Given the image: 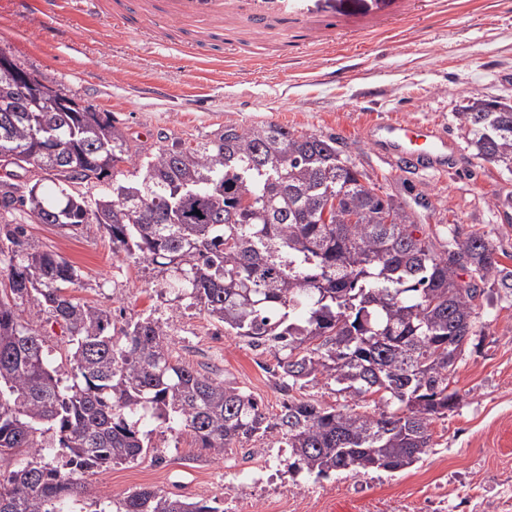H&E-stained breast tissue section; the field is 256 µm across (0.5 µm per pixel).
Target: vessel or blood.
<instances>
[{
	"label": "vessel or blood",
	"instance_id": "1",
	"mask_svg": "<svg viewBox=\"0 0 512 512\" xmlns=\"http://www.w3.org/2000/svg\"><path fill=\"white\" fill-rule=\"evenodd\" d=\"M324 8L325 0H113L109 15L120 25L135 13L146 32L176 23L195 36L198 46L192 55L201 58L212 37L235 50L242 33L276 38L284 52H291L315 34H335V26L324 22ZM368 138L395 167L432 173L448 169L450 144L433 124L378 120L370 124Z\"/></svg>",
	"mask_w": 512,
	"mask_h": 512
}]
</instances>
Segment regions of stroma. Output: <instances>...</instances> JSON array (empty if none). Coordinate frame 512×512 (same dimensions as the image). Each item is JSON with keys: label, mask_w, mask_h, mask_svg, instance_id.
Returning a JSON list of instances; mask_svg holds the SVG:
<instances>
[{"label": "stroma", "mask_w": 512, "mask_h": 512, "mask_svg": "<svg viewBox=\"0 0 512 512\" xmlns=\"http://www.w3.org/2000/svg\"><path fill=\"white\" fill-rule=\"evenodd\" d=\"M336 39L281 59L279 45L241 39L238 59L206 72L164 45L177 26L164 24L151 43L132 31L115 33L107 13L86 14L66 0L52 17L0 0V54L80 105L108 113L125 131L136 158L159 144L193 145L225 124L277 123L302 133L333 137L345 156L411 211L438 230L449 224L484 235L503 274L512 278V222L500 210L512 202V172L477 159L455 114L466 99L512 103V0H405L400 7L368 9L366 0H335ZM430 122L457 146L447 173L396 170L372 148L362 130L374 119ZM24 225L32 248L59 254L80 277L72 293L108 311L116 326L153 316L170 326L174 354L251 393L267 415L279 413L284 395L269 373L277 351L227 335L198 306L176 299L161 267L114 253L96 224L67 231ZM477 309L479 330L448 373L461 405L432 425L434 448L411 469L369 470L314 481L282 473L292 495H315L318 512H365L369 498L436 493L485 481L492 467H512V293L487 291ZM151 453L135 462L97 469L82 496L94 512L102 495L147 487L190 499L223 497L224 486L261 465L272 437L255 438L215 457L195 448L189 434L160 425L149 435Z\"/></svg>", "instance_id": "35a3bbf8"}]
</instances>
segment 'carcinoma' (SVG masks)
<instances>
[{
    "mask_svg": "<svg viewBox=\"0 0 512 512\" xmlns=\"http://www.w3.org/2000/svg\"><path fill=\"white\" fill-rule=\"evenodd\" d=\"M0 67V159L69 172L72 183L112 175L88 200L63 182L0 190V210L25 207L74 231L98 224L113 246L169 273L168 287L224 329L277 348L273 375L288 394L270 418L244 389L174 358L167 326L145 316L112 335L111 313L77 301L79 275L33 251L22 225L0 246V453L33 460L0 472V512H77L97 468L132 463L151 447L138 424L184 430L214 456L275 436L289 468L314 479L371 469L401 472L434 447L432 424L460 403L448 368L476 335L485 286L512 291L493 245L448 226L434 232L376 191L333 137L277 123L226 124L195 146L160 145L125 184L126 133L75 101L47 108L15 95ZM467 147L512 172V104L472 97L456 112ZM28 315L19 314L20 307ZM66 334L71 380L44 349L42 320ZM335 385L350 403L325 406L293 391ZM377 395L381 406L367 409ZM55 440L41 443L39 428ZM64 458L45 461L44 451ZM98 512H224L216 498L139 488Z\"/></svg>",
    "mask_w": 512,
    "mask_h": 512,
    "instance_id": "carcinoma-1",
    "label": "carcinoma"
}]
</instances>
